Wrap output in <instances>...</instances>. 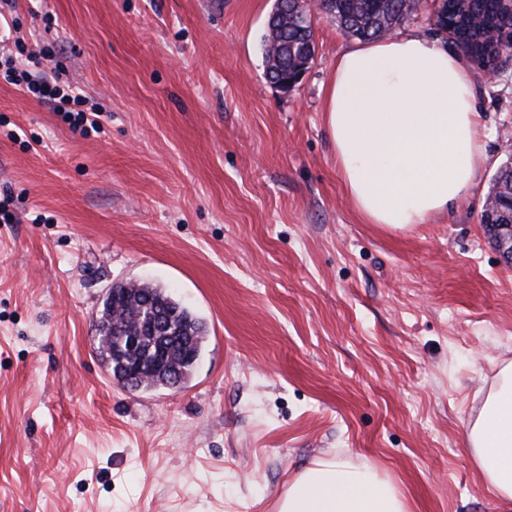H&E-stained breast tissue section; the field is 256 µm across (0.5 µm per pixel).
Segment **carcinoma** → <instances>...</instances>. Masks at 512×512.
I'll return each instance as SVG.
<instances>
[{"instance_id": "obj_1", "label": "carcinoma", "mask_w": 512, "mask_h": 512, "mask_svg": "<svg viewBox=\"0 0 512 512\" xmlns=\"http://www.w3.org/2000/svg\"><path fill=\"white\" fill-rule=\"evenodd\" d=\"M299 11L301 8L294 4L275 23L267 25L263 52L267 69L274 70V78L288 75L293 55L302 54L314 42L312 21H307L304 26L298 25L296 13ZM322 13L335 21L345 34L359 41H370L415 15L417 8L405 0H322ZM466 14L467 21L473 22L474 37L483 38L495 27L494 12L487 0H470ZM489 194L499 200L512 197V167L506 166L495 174ZM148 299L172 313L174 327L184 336L185 345L177 346L165 366L151 370L139 381L137 390L141 392L172 386L174 375L182 383L190 380L205 344L203 323L165 289L144 284H119L115 290L108 291L95 321L98 357L118 386L127 388V364L144 357L146 346L127 350L122 359L114 356L112 350L120 339L139 334L141 303Z\"/></svg>"}]
</instances>
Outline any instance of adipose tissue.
<instances>
[{
  "mask_svg": "<svg viewBox=\"0 0 512 512\" xmlns=\"http://www.w3.org/2000/svg\"><path fill=\"white\" fill-rule=\"evenodd\" d=\"M325 122L342 184L367 223L406 230L458 203L486 163L473 79L461 58L415 33L343 51ZM479 475L512 504V362L501 365L465 426ZM279 512H407L370 464L332 457L289 486Z\"/></svg>",
  "mask_w": 512,
  "mask_h": 512,
  "instance_id": "ef3b65f1",
  "label": "adipose tissue"
}]
</instances>
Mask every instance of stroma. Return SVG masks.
<instances>
[{
  "label": "stroma",
  "instance_id": "35a3bbf8",
  "mask_svg": "<svg viewBox=\"0 0 512 512\" xmlns=\"http://www.w3.org/2000/svg\"><path fill=\"white\" fill-rule=\"evenodd\" d=\"M274 0H18L100 109L81 134L0 80V512H278L314 462L371 464L408 512H499L465 421L512 361V265L480 217L512 139V64L472 69L488 161L450 210L366 223L325 93L353 46L312 16L291 92L265 76ZM164 288L206 326L179 388L98 360L106 291Z\"/></svg>",
  "mask_w": 512,
  "mask_h": 512
}]
</instances>
